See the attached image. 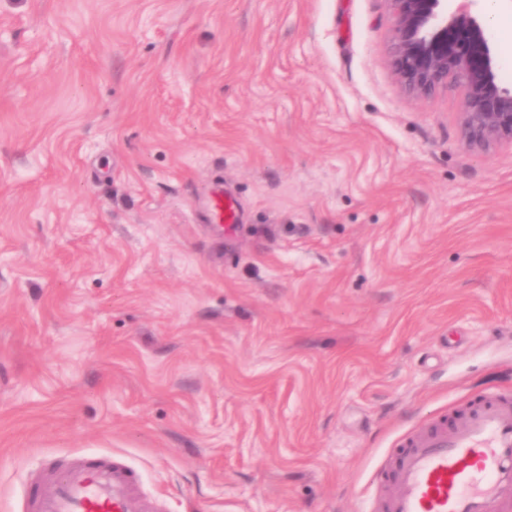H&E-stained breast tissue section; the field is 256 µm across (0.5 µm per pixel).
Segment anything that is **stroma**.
I'll return each instance as SVG.
<instances>
[{"label": "stroma", "mask_w": 512, "mask_h": 512, "mask_svg": "<svg viewBox=\"0 0 512 512\" xmlns=\"http://www.w3.org/2000/svg\"><path fill=\"white\" fill-rule=\"evenodd\" d=\"M392 29L0 0V512L82 454L159 512H373L405 433L512 386V144L407 94ZM486 35L510 89L512 0Z\"/></svg>", "instance_id": "35a3bbf8"}]
</instances>
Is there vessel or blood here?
<instances>
[{"mask_svg":"<svg viewBox=\"0 0 512 512\" xmlns=\"http://www.w3.org/2000/svg\"><path fill=\"white\" fill-rule=\"evenodd\" d=\"M375 512H512V389L468 401L453 421L403 435ZM31 512H155L121 463L92 456L54 471Z\"/></svg>","mask_w":512,"mask_h":512,"instance_id":"vessel-or-blood-1","label":"vessel or blood"}]
</instances>
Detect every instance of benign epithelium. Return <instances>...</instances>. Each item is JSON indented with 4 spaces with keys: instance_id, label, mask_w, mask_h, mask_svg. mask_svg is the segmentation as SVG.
I'll use <instances>...</instances> for the list:
<instances>
[{
    "instance_id": "benign-epithelium-1",
    "label": "benign epithelium",
    "mask_w": 512,
    "mask_h": 512,
    "mask_svg": "<svg viewBox=\"0 0 512 512\" xmlns=\"http://www.w3.org/2000/svg\"><path fill=\"white\" fill-rule=\"evenodd\" d=\"M394 18L389 53L402 89L429 96L450 84L464 91L460 124L464 146L486 151L512 144V89L499 84L485 20L475 0H388Z\"/></svg>"
}]
</instances>
